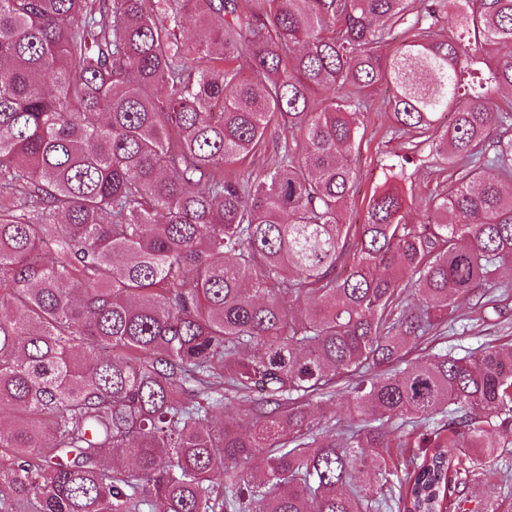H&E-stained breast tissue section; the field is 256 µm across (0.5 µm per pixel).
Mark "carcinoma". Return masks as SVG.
I'll return each mask as SVG.
<instances>
[{"label":"carcinoma","instance_id":"obj_1","mask_svg":"<svg viewBox=\"0 0 512 512\" xmlns=\"http://www.w3.org/2000/svg\"><path fill=\"white\" fill-rule=\"evenodd\" d=\"M256 2L0 0V512H464L495 482L512 352L407 355L508 301L512 0ZM379 82L404 142L348 224ZM422 146L448 183L411 224ZM284 138L290 139V135L287 131H283L279 128H272L268 132L266 149L247 159L243 164V167L249 172H252L253 176L261 174L276 159L277 146L284 140Z\"/></svg>","mask_w":512,"mask_h":512}]
</instances>
